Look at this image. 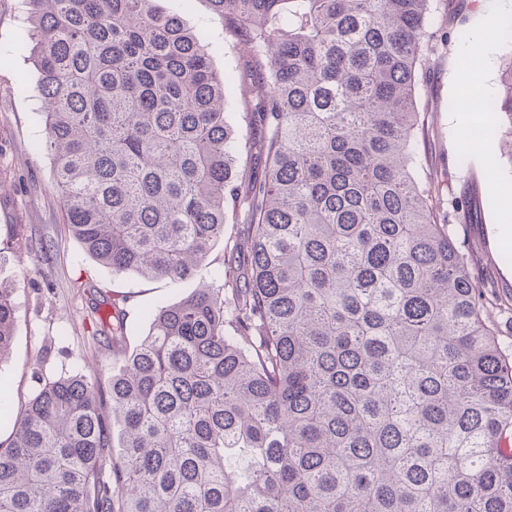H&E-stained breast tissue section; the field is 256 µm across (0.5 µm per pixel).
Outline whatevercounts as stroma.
<instances>
[{
    "label": "stroma",
    "instance_id": "obj_1",
    "mask_svg": "<svg viewBox=\"0 0 512 512\" xmlns=\"http://www.w3.org/2000/svg\"><path fill=\"white\" fill-rule=\"evenodd\" d=\"M159 9L179 13L187 27L204 33L218 72L244 79L247 69L221 17L207 0H157ZM512 0H432L431 30L437 50L420 74L415 105L425 118V138L413 174L432 196L462 202L452 220L453 234L470 257L475 277L496 295L512 294V245L500 226L505 198L481 204L491 181L512 185V154L495 138L470 143L465 117L498 125L512 121L491 104L500 89L504 61L512 58ZM28 26L26 0H0V284L13 288L17 306L12 346L0 363V386L12 413L0 416V440L14 428L15 413L39 381L79 369L89 379L108 383L118 366L104 324L123 308L128 346L149 330L146 311L172 303L210 284L208 274L171 283L135 274H115L95 262L72 237L62 219L61 200L52 186V160L39 144L41 102L38 73L29 49L16 40ZM475 84L478 98L464 89ZM238 142L236 169L252 180L266 173L259 144L266 127L249 112L241 96L224 108Z\"/></svg>",
    "mask_w": 512,
    "mask_h": 512
}]
</instances>
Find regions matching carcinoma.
Listing matches in <instances>:
<instances>
[{
  "mask_svg": "<svg viewBox=\"0 0 512 512\" xmlns=\"http://www.w3.org/2000/svg\"><path fill=\"white\" fill-rule=\"evenodd\" d=\"M28 2L17 46L86 253L195 278L232 202L246 261L150 312L133 350L115 310L108 387H39L0 441V512H512V345L411 170L431 0H208L260 84L268 172L245 185L234 76L180 14ZM500 83L512 120V58ZM15 318L0 285V361Z\"/></svg>",
  "mask_w": 512,
  "mask_h": 512,
  "instance_id": "carcinoma-1",
  "label": "carcinoma"
}]
</instances>
